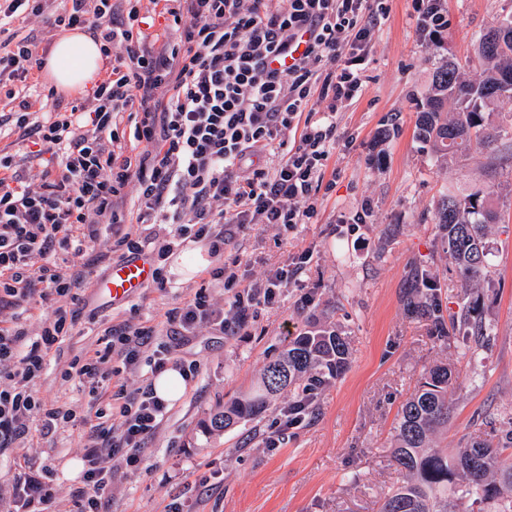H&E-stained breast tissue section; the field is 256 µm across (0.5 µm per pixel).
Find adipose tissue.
Here are the masks:
<instances>
[{
    "mask_svg": "<svg viewBox=\"0 0 512 512\" xmlns=\"http://www.w3.org/2000/svg\"><path fill=\"white\" fill-rule=\"evenodd\" d=\"M99 43L82 32H73L53 45L44 67L59 90L82 93L89 88L102 67Z\"/></svg>",
    "mask_w": 512,
    "mask_h": 512,
    "instance_id": "obj_1",
    "label": "adipose tissue"
}]
</instances>
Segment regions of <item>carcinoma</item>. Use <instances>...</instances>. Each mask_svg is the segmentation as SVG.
I'll return each mask as SVG.
<instances>
[{
  "instance_id": "1",
  "label": "carcinoma",
  "mask_w": 512,
  "mask_h": 512,
  "mask_svg": "<svg viewBox=\"0 0 512 512\" xmlns=\"http://www.w3.org/2000/svg\"><path fill=\"white\" fill-rule=\"evenodd\" d=\"M475 42L479 80L463 79L451 59L435 66L430 92L417 111L416 137L446 161L467 157L472 144H479L493 179L512 160V134L494 123L490 109L497 101L512 100V17L494 20L477 33ZM494 194L493 183L468 193L450 191L433 206V223L442 231L448 263L467 283L484 279L490 266L486 228L501 220ZM405 301L439 341L467 336L479 344L488 336L486 325L467 306L444 317L440 289L418 272ZM349 365L348 342L339 330L304 332L264 367L248 392L216 408L204 431L222 432L242 420L255 419L272 398L299 381L306 379L316 388L328 378H340ZM452 379V368L446 363L426 369L398 410L391 457L405 471L406 480L385 494L379 512H453L450 492L460 499L492 504L494 512H512V499L503 497V490L512 491V427L475 430L453 455L432 446L434 437L448 430Z\"/></svg>"
}]
</instances>
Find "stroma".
I'll return each mask as SVG.
<instances>
[{
  "instance_id": "1",
  "label": "stroma",
  "mask_w": 512,
  "mask_h": 512,
  "mask_svg": "<svg viewBox=\"0 0 512 512\" xmlns=\"http://www.w3.org/2000/svg\"><path fill=\"white\" fill-rule=\"evenodd\" d=\"M444 7L451 25L431 40L418 34L412 0H391L366 63L364 93L336 116L354 142L330 158L327 171L336 182L322 191L310 223L235 232L223 256L208 257L206 268L188 278L174 269L204 246L185 241L167 261L170 289L146 288L118 306L96 290L109 263L83 267L81 317L59 351L48 354L38 382L41 397L80 414L88 409V389L62 373L74 355L105 348L108 326L126 319L159 323L202 287L223 301L224 288L209 268L237 267L248 284L311 255L278 303L259 308L246 330L230 336L211 326L168 337L174 365L196 363L198 375L147 440L140 467L115 468L109 512H378L384 494L404 479L390 457L397 411L423 371L439 362L455 368L448 390L454 413L440 447L459 448L480 418L512 426V176L501 177L502 220L488 235L492 265L480 287H467L448 266L431 207L442 193L483 185L484 153L475 147L465 161L438 162L415 136L434 64L473 56L476 33L494 17L512 15V0H444ZM366 198L371 211L355 224ZM415 269L441 288L444 313L470 305L491 326L490 340L445 344L430 336L403 301ZM314 325L342 328L351 364L315 391L300 424L280 428L283 407L300 395L295 389L258 419L203 431L216 407L250 388L292 337ZM85 433L75 421L46 439L31 422L18 447L0 451V512H12L8 488L28 461L50 473L51 512H74L71 492L81 474L69 465L81 461Z\"/></svg>"
}]
</instances>
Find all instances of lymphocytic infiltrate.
<instances>
[{
	"label": "lymphocytic infiltrate",
	"mask_w": 512,
	"mask_h": 512,
	"mask_svg": "<svg viewBox=\"0 0 512 512\" xmlns=\"http://www.w3.org/2000/svg\"><path fill=\"white\" fill-rule=\"evenodd\" d=\"M124 2L120 9L112 0H64L53 15L59 30L91 28L113 60L91 95L54 103L37 118L31 94L5 93L11 109L0 114V126L20 129L23 142L51 154L57 168L43 170L35 189L13 156H0V308L76 297L84 279L64 267L84 258L105 228L110 254L148 249L161 262L189 238L220 256L233 231L290 229L312 219L340 139L336 114L361 98L363 65L390 11V0H163L159 15L177 37L158 46L142 0ZM291 54V66L272 68ZM36 62L31 38L0 42V78L27 81ZM309 261L301 255L293 269L254 285L242 284L234 268H213L224 310L201 288L167 309L163 326L112 325L106 352L73 357L64 377L88 386L93 408L82 418L86 470L72 492L79 512H106L112 473L101 459L138 469L146 440L168 412L151 379L131 392L102 394L113 362L134 371L148 365L153 376L171 360L170 347L158 341L161 329L245 330L255 308L274 305ZM75 320V311L60 307L37 334L18 321L0 327V450L24 440L31 421L49 436L77 417L36 388L46 356ZM148 345L154 352L144 362ZM12 492L24 512H45L53 499L30 466L20 468Z\"/></svg>",
	"instance_id": "f902f5d3"
}]
</instances>
